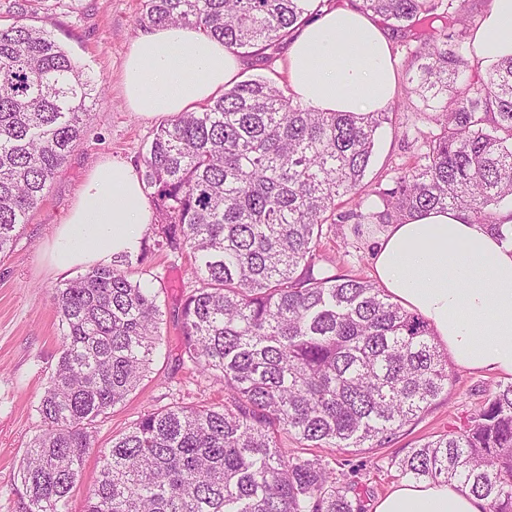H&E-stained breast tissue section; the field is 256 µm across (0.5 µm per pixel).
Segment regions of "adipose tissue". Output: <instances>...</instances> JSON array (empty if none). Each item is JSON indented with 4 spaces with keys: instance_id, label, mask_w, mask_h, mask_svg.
<instances>
[{
    "instance_id": "ef3b65f1",
    "label": "adipose tissue",
    "mask_w": 512,
    "mask_h": 512,
    "mask_svg": "<svg viewBox=\"0 0 512 512\" xmlns=\"http://www.w3.org/2000/svg\"><path fill=\"white\" fill-rule=\"evenodd\" d=\"M473 43L486 61L512 55V0H492ZM239 69L223 42L189 26L155 27L129 44L122 90L132 112L171 117L222 94ZM285 69L292 92L320 112L382 110L396 92L384 29L345 0L295 30ZM153 220L135 165L98 162L44 257L59 272L112 264L139 253ZM374 270L380 285L428 320L456 365L512 377V246L487 225L438 209L387 225ZM484 506L454 485L405 481L374 512H483Z\"/></svg>"
}]
</instances>
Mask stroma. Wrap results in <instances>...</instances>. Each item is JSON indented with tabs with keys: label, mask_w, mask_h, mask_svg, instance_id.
I'll return each mask as SVG.
<instances>
[{
	"label": "stroma",
	"mask_w": 512,
	"mask_h": 512,
	"mask_svg": "<svg viewBox=\"0 0 512 512\" xmlns=\"http://www.w3.org/2000/svg\"><path fill=\"white\" fill-rule=\"evenodd\" d=\"M140 0H42L31 25L51 31L75 64L104 89L90 102L91 118L84 135L54 177L45 200L22 224L13 249L0 260V512H24V490L14 474L27 449L41 432L36 404L54 369L62 345V330L52 302V290L80 275V268L59 273L42 257L56 226L67 216L88 171L105 158L142 165L160 125L159 119L130 112L124 101L120 74L125 53L140 28ZM396 109L378 135L365 181L370 187H390L395 169L413 164L425 147L420 133L436 125L422 113L417 97L397 91ZM383 233L376 224H340L322 241L317 264L336 274L372 279V257ZM143 261L130 262V278L152 288L163 312L165 342L152 370L126 400L102 418L95 448L69 501V512H82L88 488L98 471V455L114 436L129 429L143 414L175 403L203 405L218 401L219 387L203 377L190 376L179 361L181 335L177 320L192 288L188 249L158 247L143 241ZM445 391L418 420L401 428L384 447L362 452L306 448L287 434L278 443L289 455L316 457L336 471L350 475L364 488L366 508H374L401 478L394 457L433 436L464 423L503 378L491 372L470 371L449 364Z\"/></svg>",
	"instance_id": "obj_1"
}]
</instances>
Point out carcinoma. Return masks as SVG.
<instances>
[{
	"label": "carcinoma",
	"mask_w": 512,
	"mask_h": 512,
	"mask_svg": "<svg viewBox=\"0 0 512 512\" xmlns=\"http://www.w3.org/2000/svg\"><path fill=\"white\" fill-rule=\"evenodd\" d=\"M0 22V257L46 197L103 82L23 20ZM332 0H142L138 24L184 25L268 64ZM464 0H361V11L420 31L404 91L438 132L392 187L364 183L387 112H316L279 72L237 81L159 126L141 177L156 188L150 231L194 258L181 310L192 373L224 381V402L149 412L102 451L84 512H365L358 484L318 459L289 456L282 431L311 447L380 448L448 385L427 320L376 283L315 272L323 231L349 219L397 224L441 208L499 230L512 220V55L471 70L454 29ZM356 199L338 212V200ZM509 214L502 215L503 211ZM63 330L36 406L42 433L17 474L25 512H67L99 418L147 376L164 344L157 295L120 265L53 289ZM414 480L454 483L512 512V382L463 426L391 461Z\"/></svg>",
	"instance_id": "obj_1"
}]
</instances>
